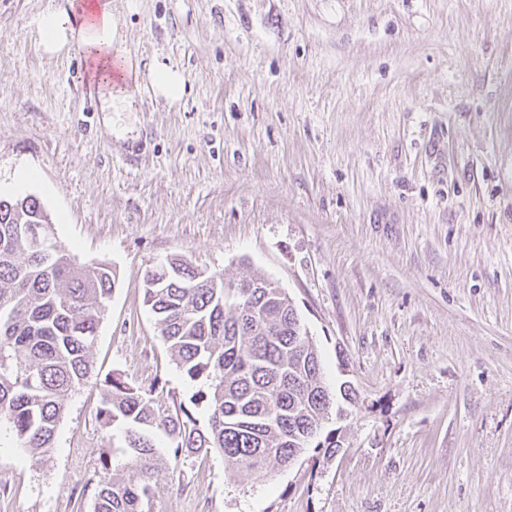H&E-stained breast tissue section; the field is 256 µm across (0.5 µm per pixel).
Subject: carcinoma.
Masks as SVG:
<instances>
[{"label": "carcinoma", "instance_id": "cac0c4a2", "mask_svg": "<svg viewBox=\"0 0 512 512\" xmlns=\"http://www.w3.org/2000/svg\"><path fill=\"white\" fill-rule=\"evenodd\" d=\"M34 196L0 197V425L38 462L55 451L65 401L92 370L91 350L116 276L106 262L81 265L48 235ZM220 273L173 258L144 275V299L185 379L190 402L208 412L200 428L184 404L160 409L156 385L104 380L98 418L121 425L126 457L99 455L92 512H151L159 461L215 452L248 472L288 465L310 447L336 453V435L316 444L335 394L297 311L273 288H250L243 305ZM169 440L161 450L156 433Z\"/></svg>", "mask_w": 512, "mask_h": 512}]
</instances>
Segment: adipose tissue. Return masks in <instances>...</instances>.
I'll return each instance as SVG.
<instances>
[{
	"mask_svg": "<svg viewBox=\"0 0 512 512\" xmlns=\"http://www.w3.org/2000/svg\"><path fill=\"white\" fill-rule=\"evenodd\" d=\"M41 29L45 52L57 53L72 43L82 44L102 77L104 94H111L116 83L112 74L117 59L114 45L120 35L105 0H69L68 9L43 18Z\"/></svg>",
	"mask_w": 512,
	"mask_h": 512,
	"instance_id": "adipose-tissue-1",
	"label": "adipose tissue"
}]
</instances>
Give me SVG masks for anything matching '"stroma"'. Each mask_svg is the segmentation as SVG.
Returning a JSON list of instances; mask_svg holds the SVG:
<instances>
[{
	"label": "stroma",
	"instance_id": "obj_1",
	"mask_svg": "<svg viewBox=\"0 0 512 512\" xmlns=\"http://www.w3.org/2000/svg\"><path fill=\"white\" fill-rule=\"evenodd\" d=\"M137 88L92 99L40 19L0 0V196L36 197L111 264L88 381L56 449L0 437V512H92L108 373L189 403L144 302L178 256L284 289L331 391L307 451L260 474L161 470L153 512H512V0H109ZM183 74L168 102L146 75Z\"/></svg>",
	"mask_w": 512,
	"mask_h": 512
}]
</instances>
